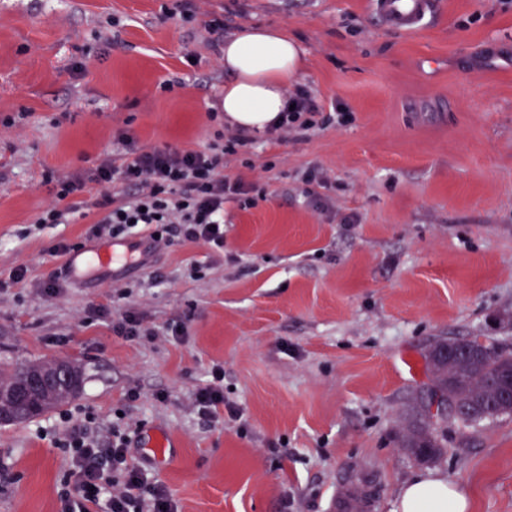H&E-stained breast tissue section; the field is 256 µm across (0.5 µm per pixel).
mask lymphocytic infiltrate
Masks as SVG:
<instances>
[{"mask_svg":"<svg viewBox=\"0 0 512 512\" xmlns=\"http://www.w3.org/2000/svg\"><path fill=\"white\" fill-rule=\"evenodd\" d=\"M118 141L124 153L106 157L86 171L56 179V205L46 209L44 224L68 223L93 195L94 214L86 240L134 238L147 233L154 244L202 242L212 251L224 249V202L233 198L253 205L265 189L224 178V158L249 144L240 135L216 132L207 148L137 149L128 133ZM122 195H115L114 187ZM131 437L112 426L108 442L78 427L58 443L68 458L58 512H178L176 503L130 457Z\"/></svg>","mask_w":512,"mask_h":512,"instance_id":"obj_1","label":"lymphocytic infiltrate"}]
</instances>
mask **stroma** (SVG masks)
<instances>
[{"label": "stroma", "mask_w": 512, "mask_h": 512, "mask_svg": "<svg viewBox=\"0 0 512 512\" xmlns=\"http://www.w3.org/2000/svg\"><path fill=\"white\" fill-rule=\"evenodd\" d=\"M375 0H0V366L73 359L81 391L31 421L0 425V512H57L58 440L86 414L165 434L131 459L179 512H332L339 483L376 485L368 512L439 470L472 512H512V415L442 425L416 461L400 441L429 384L435 342L481 338L512 352V0H431L406 29ZM224 34L261 24L303 50L298 84L339 125L263 137L224 174L266 198L224 203V253L161 246L146 266L42 289L51 247L86 226L41 224L47 173L136 146L204 149L224 89ZM328 180L321 206L300 181ZM132 310L153 338L128 340L93 309ZM186 324L183 341L167 333ZM224 367L240 419L203 426L195 390ZM140 392L131 402L127 391Z\"/></svg>", "instance_id": "stroma-1"}]
</instances>
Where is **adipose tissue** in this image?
<instances>
[{"instance_id": "adipose-tissue-1", "label": "adipose tissue", "mask_w": 512, "mask_h": 512, "mask_svg": "<svg viewBox=\"0 0 512 512\" xmlns=\"http://www.w3.org/2000/svg\"><path fill=\"white\" fill-rule=\"evenodd\" d=\"M224 118L249 135L266 132L284 111L285 89L302 67L298 44L278 29L251 26L223 48ZM400 512H469L467 495L437 472L418 474L400 489Z\"/></svg>"}]
</instances>
